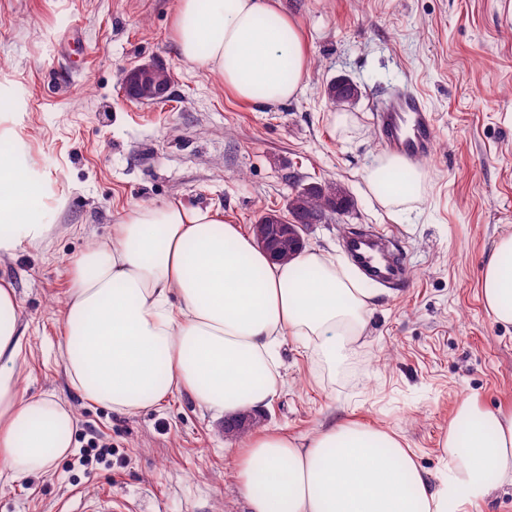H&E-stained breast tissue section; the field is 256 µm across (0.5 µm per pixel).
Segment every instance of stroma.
Segmentation results:
<instances>
[{
    "instance_id": "35a3bbf8",
    "label": "stroma",
    "mask_w": 512,
    "mask_h": 512,
    "mask_svg": "<svg viewBox=\"0 0 512 512\" xmlns=\"http://www.w3.org/2000/svg\"><path fill=\"white\" fill-rule=\"evenodd\" d=\"M310 51L307 85L283 104L254 106L183 61L175 0H0V87L14 91L31 155L64 200L46 247L0 262L28 324L27 395L70 406L74 446L49 472L0 480V512H57L101 487L128 512H248L235 491L237 441L223 417L180 393L135 415L85 401L68 382L58 341L74 259L111 238L136 205L222 212L251 230L285 214L292 189L335 181L355 206L311 225L305 245L345 262V231L392 230L402 285H371L372 312L355 356L338 371L286 342L279 392L263 424L292 436L352 418L397 433L431 481L457 403L512 407V325L487 312L481 272L512 233V0H280ZM170 69L165 101L124 96L123 69ZM351 79L346 126L325 90ZM420 93L436 119L427 181L407 211L383 207L365 180L384 147L379 98ZM107 455L80 465L90 438Z\"/></svg>"
}]
</instances>
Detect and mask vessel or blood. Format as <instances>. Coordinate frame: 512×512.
I'll use <instances>...</instances> for the list:
<instances>
[{"mask_svg": "<svg viewBox=\"0 0 512 512\" xmlns=\"http://www.w3.org/2000/svg\"><path fill=\"white\" fill-rule=\"evenodd\" d=\"M385 149L414 162L433 153L437 133L435 117L424 100L413 93L392 92L374 114ZM344 251L352 264L370 281L392 285L403 277L402 263L394 251L390 236L380 230L351 234ZM122 503L105 489L92 498L78 497L69 512H121Z\"/></svg>", "mask_w": 512, "mask_h": 512, "instance_id": "1", "label": "vessel or blood"}]
</instances>
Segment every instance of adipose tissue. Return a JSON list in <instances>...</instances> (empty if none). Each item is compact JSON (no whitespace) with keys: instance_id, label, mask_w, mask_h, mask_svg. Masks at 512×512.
I'll use <instances>...</instances> for the list:
<instances>
[{"instance_id":"1","label":"adipose tissue","mask_w":512,"mask_h":512,"mask_svg":"<svg viewBox=\"0 0 512 512\" xmlns=\"http://www.w3.org/2000/svg\"><path fill=\"white\" fill-rule=\"evenodd\" d=\"M174 28L181 58L243 102L285 103L306 84L307 43L275 0H177ZM425 179L419 164L388 154L366 172L387 208L417 201ZM57 201L1 113L0 260L48 241ZM481 288L492 317L512 324V234L498 240ZM371 306L322 251L273 262L221 213L139 205L74 260L59 349L86 401L135 413L184 392L233 416L274 400L285 340L343 367ZM25 332L14 289L0 283V476L12 481L66 455L75 424L72 409L24 396ZM440 447L447 468L434 483L395 434L369 424L347 418L306 437L262 428L238 450L236 489L250 512H448L512 487V410L462 400Z\"/></svg>"}]
</instances>
